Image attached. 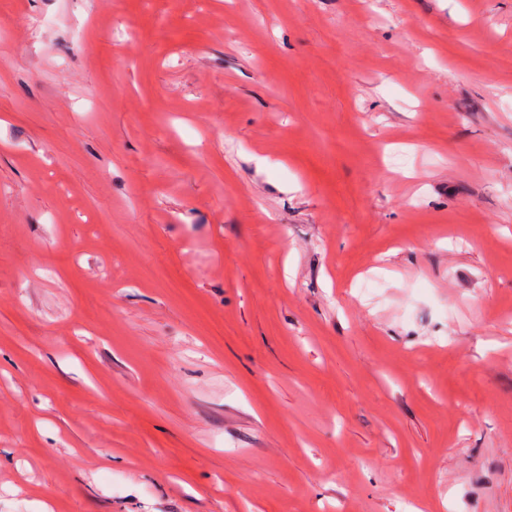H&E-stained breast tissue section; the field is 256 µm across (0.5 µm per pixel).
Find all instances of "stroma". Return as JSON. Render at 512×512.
Here are the masks:
<instances>
[{"mask_svg":"<svg viewBox=\"0 0 512 512\" xmlns=\"http://www.w3.org/2000/svg\"><path fill=\"white\" fill-rule=\"evenodd\" d=\"M0 512H512V0H0Z\"/></svg>","mask_w":512,"mask_h":512,"instance_id":"35a3bbf8","label":"stroma"}]
</instances>
